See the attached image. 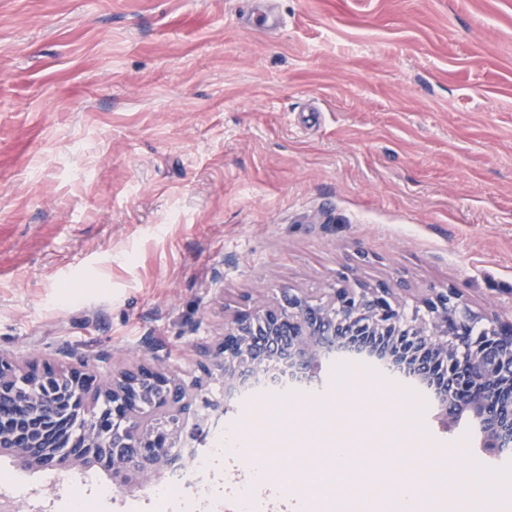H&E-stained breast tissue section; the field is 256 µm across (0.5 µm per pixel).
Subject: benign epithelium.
Instances as JSON below:
<instances>
[{"label": "benign epithelium", "instance_id": "7a95c632", "mask_svg": "<svg viewBox=\"0 0 512 512\" xmlns=\"http://www.w3.org/2000/svg\"><path fill=\"white\" fill-rule=\"evenodd\" d=\"M334 348L411 378L431 399L435 420L471 424L485 454L497 456L512 441L511 318L472 310L452 288L433 289L410 307L390 288L345 283L317 301L288 289L237 310L224 336L204 348L201 376L189 384L141 360L104 380L84 365L0 353V401L25 408L0 411V455L63 469L101 451L114 486L144 484L180 459L203 381L219 375L226 396L273 369L318 381Z\"/></svg>", "mask_w": 512, "mask_h": 512}]
</instances>
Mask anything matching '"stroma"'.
Listing matches in <instances>:
<instances>
[{"mask_svg": "<svg viewBox=\"0 0 512 512\" xmlns=\"http://www.w3.org/2000/svg\"><path fill=\"white\" fill-rule=\"evenodd\" d=\"M342 275L512 319V0H0V352L105 377L157 355L189 381L237 309ZM343 372V437L374 461L332 484L348 512L383 508L396 454L512 506L470 426L360 357L229 410L297 449ZM79 475L21 468L15 512H64Z\"/></svg>", "mask_w": 512, "mask_h": 512, "instance_id": "1", "label": "stroma"}]
</instances>
